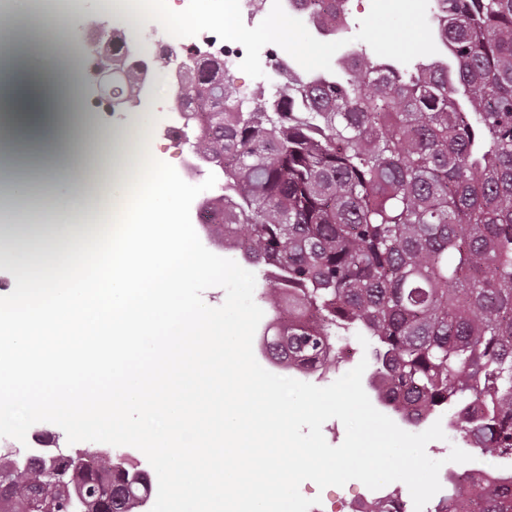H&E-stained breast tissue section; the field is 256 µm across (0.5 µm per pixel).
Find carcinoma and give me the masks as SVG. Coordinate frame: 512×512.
<instances>
[{
    "mask_svg": "<svg viewBox=\"0 0 512 512\" xmlns=\"http://www.w3.org/2000/svg\"><path fill=\"white\" fill-rule=\"evenodd\" d=\"M442 4L449 59L410 76L358 57L340 84L287 75L245 110L211 60L178 97L224 172V240L278 270L265 353L323 370L336 337L369 336L370 385L402 421L455 406L472 447L512 459V0ZM136 82L123 72L115 96ZM124 469L87 467L85 500ZM36 474L0 465L9 512H29ZM500 482L463 475L433 512H512V476ZM150 489L112 487V512H138Z\"/></svg>",
    "mask_w": 512,
    "mask_h": 512,
    "instance_id": "obj_1",
    "label": "carcinoma"
}]
</instances>
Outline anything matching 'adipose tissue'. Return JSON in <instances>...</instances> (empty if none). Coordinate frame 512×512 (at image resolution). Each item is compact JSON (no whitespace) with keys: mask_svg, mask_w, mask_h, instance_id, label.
Instances as JSON below:
<instances>
[{"mask_svg":"<svg viewBox=\"0 0 512 512\" xmlns=\"http://www.w3.org/2000/svg\"><path fill=\"white\" fill-rule=\"evenodd\" d=\"M33 53L18 33L0 47V120L13 130L0 141V159L48 139L38 181L55 203L78 205L83 215L77 224L0 220L9 244L0 257L14 269L17 295L0 308V412L17 398L116 447L151 449L174 478L180 512H291L290 477L279 460L296 453L330 476L350 461L377 479L396 476L374 424L334 459L274 434L289 409L264 381L243 375V318L214 312L191 293L204 267L180 219L182 188L113 129L107 192L132 206L120 227L94 223L104 203L89 191L96 161L71 151L79 57L70 49L58 67L37 71ZM217 369L239 395L224 410L220 443L191 400L196 379ZM153 416L166 421L163 432L141 427L140 418Z\"/></svg>","mask_w":512,"mask_h":512,"instance_id":"1","label":"adipose tissue"}]
</instances>
